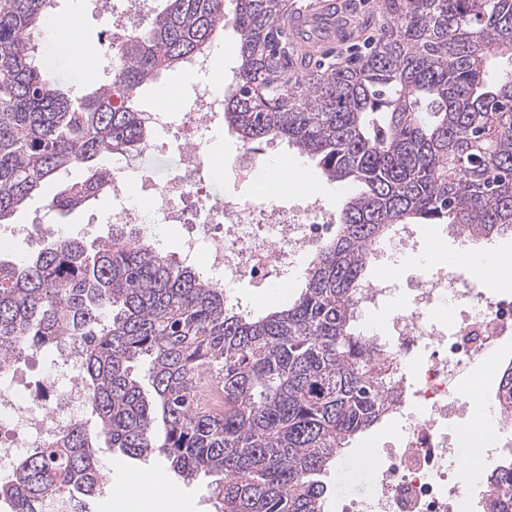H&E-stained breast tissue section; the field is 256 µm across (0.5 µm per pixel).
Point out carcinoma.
Instances as JSON below:
<instances>
[{
  "label": "carcinoma",
  "instance_id": "1",
  "mask_svg": "<svg viewBox=\"0 0 512 512\" xmlns=\"http://www.w3.org/2000/svg\"><path fill=\"white\" fill-rule=\"evenodd\" d=\"M53 2L0 0V223L34 194L67 216L112 188L102 161L147 137L140 90L205 50L226 17L224 0H164L109 49V79L76 94L36 61ZM234 2L239 65L224 122L247 145L284 140L352 185L336 232L300 293L264 316L234 311L224 289L139 231L56 237L25 259L0 258V362L71 338L96 422L17 460L0 485L15 512L96 494L100 439L130 458L158 452L188 482L218 477L215 512H325L319 476L388 408L390 364L360 334L356 304L374 246L394 224L512 234V68L487 78L495 60H512V0H380L375 45L305 76L283 0ZM73 168L89 176L63 180ZM205 370L219 376L210 408L196 387ZM511 399L512 362L496 404ZM481 486L480 512H512V448Z\"/></svg>",
  "mask_w": 512,
  "mask_h": 512
}]
</instances>
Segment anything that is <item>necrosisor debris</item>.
Instances as JSON below:
<instances>
[{"label": "necrosis or debris", "mask_w": 512, "mask_h": 512, "mask_svg": "<svg viewBox=\"0 0 512 512\" xmlns=\"http://www.w3.org/2000/svg\"><path fill=\"white\" fill-rule=\"evenodd\" d=\"M223 108V98L202 81L185 103L181 121L163 109L151 112L145 150L178 149L182 168L165 183L146 186L145 209L126 192L136 169L117 168L108 222L115 227L186 225L179 256L183 265L202 270L209 279L223 273L228 287L235 277L246 275L273 288L284 271L304 269L333 232L336 213L313 194L290 207L278 196L258 204L240 200L211 205L200 184L209 165L212 124ZM447 301L455 310L448 328L430 316ZM359 309L363 334L380 344L394 364V399L387 419L400 437L396 447L367 459L375 475L371 498L342 512H464L470 479L481 474L497 451L483 450L470 469L449 468L451 434L457 418L467 412L466 404L452 396L467 386L470 367L484 350L512 335V296L441 271L418 276L412 288L396 287L394 277L381 275L364 284ZM58 356L66 373H45L36 393L22 388L17 376L31 352L16 351L0 366V420L14 427L11 436L0 435L1 481L9 478L2 464L13 461L19 449L42 447L86 406L79 347L61 342Z\"/></svg>", "instance_id": "necrosis-or-debris-1"}]
</instances>
